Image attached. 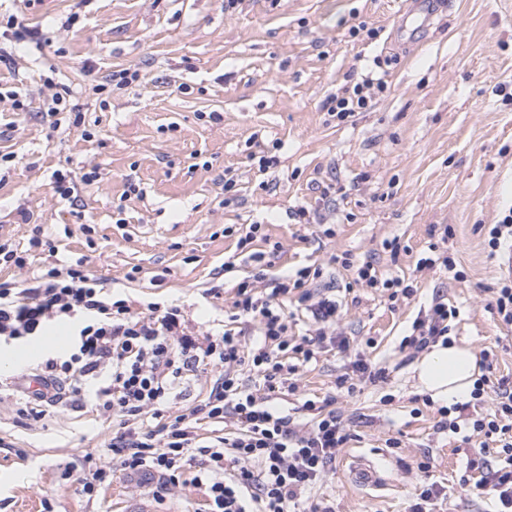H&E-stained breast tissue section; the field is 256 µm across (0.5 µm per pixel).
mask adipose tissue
Returning a JSON list of instances; mask_svg holds the SVG:
<instances>
[{
  "label": "adipose tissue",
  "instance_id": "adipose-tissue-1",
  "mask_svg": "<svg viewBox=\"0 0 512 512\" xmlns=\"http://www.w3.org/2000/svg\"><path fill=\"white\" fill-rule=\"evenodd\" d=\"M415 371L422 392L449 403L469 396L480 375L473 350L455 342L434 344Z\"/></svg>",
  "mask_w": 512,
  "mask_h": 512
}]
</instances>
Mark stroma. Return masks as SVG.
<instances>
[{
    "mask_svg": "<svg viewBox=\"0 0 512 512\" xmlns=\"http://www.w3.org/2000/svg\"><path fill=\"white\" fill-rule=\"evenodd\" d=\"M403 2L0 0V18L16 16L50 37L39 50L0 42V151L33 160L0 179V237L27 247L38 224L59 239L56 257H29L23 271L2 268L0 283L87 255L92 272L135 310L179 306L203 334L224 319L236 284L255 268L224 227L263 222L282 244L268 275L324 266L336 331L350 342L344 352L320 350L300 366L295 390L276 401L304 420L306 400L332 397L348 425L351 438L313 496L336 512H410L418 464L429 454L430 478L444 488L431 512H491V500L462 489L469 446L442 427L438 404H424L420 356L400 344L418 313L441 300L459 312L449 339L489 352L499 374L512 376V328L489 308L500 272L487 246L490 225L512 208V0H445L411 39L398 30ZM72 13L79 19L65 27ZM361 20L377 29L375 39L350 37ZM121 68L140 70L142 81L94 93V82ZM369 71L384 77L387 91L348 122L327 123L326 98ZM49 75L70 88L83 126L55 131L43 118ZM11 90L25 95V113L13 111ZM276 138L280 163L259 172L249 155ZM202 155L211 170L198 167ZM93 166L100 179L79 185L76 202L54 194L53 172ZM227 169L238 184L229 204ZM130 180L143 197L123 199ZM301 205L311 223L292 220ZM23 211L30 223L21 222ZM434 226L450 229L444 248L453 272L416 266ZM394 242L402 248L396 258ZM345 254L414 283L416 293L394 302L385 289L354 284L338 261ZM216 274L224 281L218 300L206 293ZM358 358L385 369L384 380L337 388ZM117 429L86 404L66 399L36 418L0 393V512H123L145 497L161 512H204L191 467L163 491L118 472L94 499L82 496L77 471L111 465ZM356 454L376 461L382 486L351 483Z\"/></svg>",
    "mask_w": 512,
    "mask_h": 512,
    "instance_id": "1",
    "label": "stroma"
}]
</instances>
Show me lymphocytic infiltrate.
<instances>
[{"instance_id": "1", "label": "lymphocytic infiltrate", "mask_w": 512, "mask_h": 512, "mask_svg": "<svg viewBox=\"0 0 512 512\" xmlns=\"http://www.w3.org/2000/svg\"><path fill=\"white\" fill-rule=\"evenodd\" d=\"M386 82L365 77L329 97V119L347 122L366 111ZM90 259L54 263L17 285L0 283V342L44 335L55 323L67 324L73 336L68 353L47 358L36 371L71 400H89L104 415L120 419L112 438V468L76 475L86 496H94L112 480L113 471L148 474L175 483L186 465L199 461L193 478L207 491V512H335L310 496L322 481L350 435L335 410L306 402L315 417L294 424L275 404L297 367L290 356L310 361L316 349L329 344L347 348L336 333L335 300L316 296L311 286L322 278V267H302L267 279L257 271L239 282L231 305L230 324L197 335L175 305L148 304L140 312L89 270ZM310 313L312 337L290 343L294 318L287 303ZM457 315L447 303L436 302L417 317L402 348L422 351L447 336ZM252 326L255 339L245 343L241 325ZM485 373L472 396L481 399L485 384H494L493 413L472 417L468 404L453 405L448 429L471 427L498 447L500 462L467 463L462 486L489 496L497 512H512V379H491L492 360L482 358ZM219 369L209 394L188 412L166 419L173 393L181 381L208 369ZM231 422L230 431L202 436L204 422Z\"/></svg>"}]
</instances>
